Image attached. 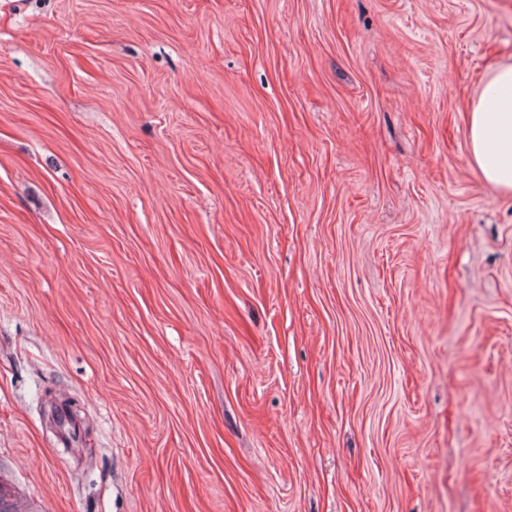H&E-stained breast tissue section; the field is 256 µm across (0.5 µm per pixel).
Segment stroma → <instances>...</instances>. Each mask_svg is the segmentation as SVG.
Returning <instances> with one entry per match:
<instances>
[{
    "instance_id": "1",
    "label": "stroma",
    "mask_w": 512,
    "mask_h": 512,
    "mask_svg": "<svg viewBox=\"0 0 512 512\" xmlns=\"http://www.w3.org/2000/svg\"><path fill=\"white\" fill-rule=\"evenodd\" d=\"M502 61L512 0H0V478L512 512V195L464 122Z\"/></svg>"
}]
</instances>
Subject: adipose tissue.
Here are the masks:
<instances>
[{
	"mask_svg": "<svg viewBox=\"0 0 512 512\" xmlns=\"http://www.w3.org/2000/svg\"><path fill=\"white\" fill-rule=\"evenodd\" d=\"M469 151L484 180L512 194V63L485 75V86L467 114Z\"/></svg>",
	"mask_w": 512,
	"mask_h": 512,
	"instance_id": "ef3b65f1",
	"label": "adipose tissue"
}]
</instances>
